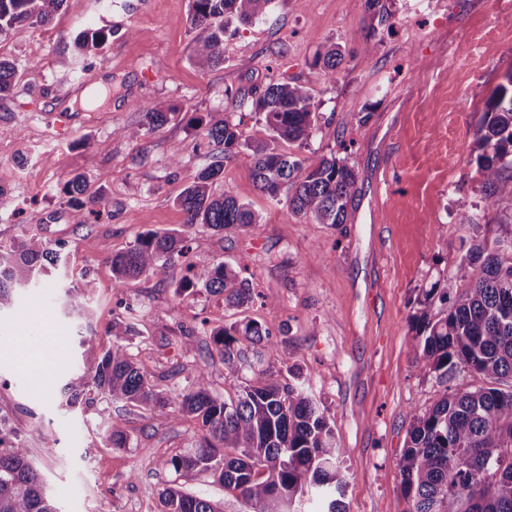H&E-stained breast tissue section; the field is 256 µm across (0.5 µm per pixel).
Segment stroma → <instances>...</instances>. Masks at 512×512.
Listing matches in <instances>:
<instances>
[{"mask_svg":"<svg viewBox=\"0 0 512 512\" xmlns=\"http://www.w3.org/2000/svg\"><path fill=\"white\" fill-rule=\"evenodd\" d=\"M188 9L189 0H112L106 11L99 0H66L50 27L23 25L0 39V56L22 68L0 98V169L14 173L0 188V246L30 233L63 247L55 277L0 312V446L25 445L60 512H158L174 479L223 512H244L208 475L157 467L195 446L192 423L91 389L70 406L64 388L118 342L160 388L183 389L203 368L215 394L235 397L241 379L225 374L208 331L253 320L275 342L267 362L308 377L330 408L347 512H409L398 463L410 410L482 383L467 369L422 372L410 317L440 275L463 276L465 241L503 232L483 209L472 149L486 101L512 73V0H273L258 21L229 29L214 68L191 58ZM102 26L109 41L78 56L75 36ZM333 43L344 58L328 80L315 57ZM32 60L39 71H26ZM100 81L102 102L72 108ZM278 81L304 85L319 112L308 145L283 151L309 166L333 153L356 173L346 223L289 215L286 195L256 187L242 148L213 191L231 189L259 224L245 233L196 226L189 256L174 259L165 279L115 287L112 252L185 222L176 200L212 161L196 120L222 117L264 140L247 101ZM150 102L176 107L179 118L128 139ZM76 175L107 200L83 224L63 192ZM463 212L470 223H457ZM191 262L224 263L249 282L251 302L236 307L202 288L176 295ZM85 278L95 289L83 314L67 313L65 289ZM116 423L128 435L122 450L109 441Z\"/></svg>","mask_w":512,"mask_h":512,"instance_id":"stroma-1","label":"stroma"}]
</instances>
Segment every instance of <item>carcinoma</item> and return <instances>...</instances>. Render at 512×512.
Returning <instances> with one entry per match:
<instances>
[{"mask_svg": "<svg viewBox=\"0 0 512 512\" xmlns=\"http://www.w3.org/2000/svg\"><path fill=\"white\" fill-rule=\"evenodd\" d=\"M65 0H0V37L16 27H46ZM272 0H190L189 26L194 33L193 59L199 64L224 63V33L233 24L260 19ZM108 40L103 28H86L74 38L80 52L100 49ZM342 61L338 45L316 56L322 74L330 79ZM17 78L13 61L0 58V95ZM264 122L266 140L252 141L226 119L197 124L212 148L215 161L177 198L186 227L203 224L221 232L234 227L246 232L258 216L226 189L218 197L210 187L223 163L236 150L253 155V177L260 191L275 198L282 187L292 191L288 212L317 224H344L357 193V177L345 160L324 156L315 166L284 153L281 142L304 147L317 131V107L300 84L272 83L253 101ZM176 109L154 102L144 109L143 121L127 130L138 141L163 127ZM474 152L483 177L485 210L498 223L512 224V74L489 100L475 130ZM81 177L66 182L74 223H86V212L104 201L98 191L87 193ZM187 232L179 229L146 231L135 244L112 255L116 283L143 274L162 279L174 256L189 250ZM503 238H475L463 257L469 286L458 293L457 278L444 275L422 289L411 317L418 367L446 376L467 368L482 377L474 389L446 392L430 407L410 412L409 443L399 461L400 489L409 512H512V250ZM61 262L60 248L32 234L8 249L0 248V311L13 307L17 291L38 281ZM201 286L222 294L234 306L251 300L248 284L227 273L224 263L188 267L176 293ZM95 285L86 280L66 290L65 307L78 314L82 300ZM215 349L230 375L252 369L234 399L214 394L201 370L179 392H165L134 361L128 347L113 344L82 383L116 402L145 409H166L174 419L187 418L202 431L198 445L157 461L158 467L183 476L206 473L241 497L245 512H298L309 491L324 502L322 512H346L343 501L347 477L340 466L328 406L317 400L301 376L282 381L279 370L254 369L239 346L244 336L271 348L270 333L259 323L219 326L210 331ZM159 512H220L211 499L191 495L171 482L159 493ZM0 512H57L44 489L28 449L17 443L0 451Z\"/></svg>", "mask_w": 512, "mask_h": 512, "instance_id": "obj_1", "label": "carcinoma"}]
</instances>
